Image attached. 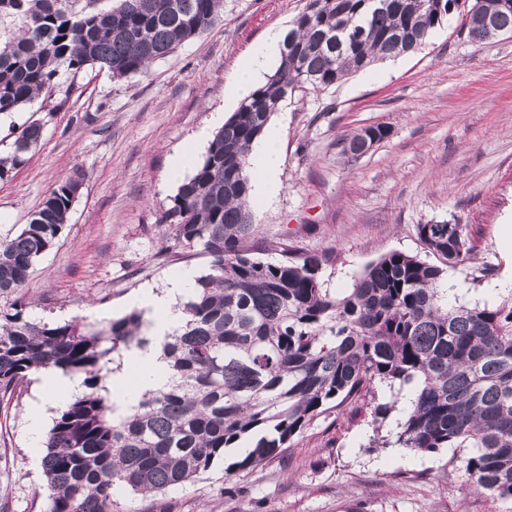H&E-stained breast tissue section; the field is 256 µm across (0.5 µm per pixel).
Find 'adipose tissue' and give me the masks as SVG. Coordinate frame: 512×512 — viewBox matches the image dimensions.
I'll use <instances>...</instances> for the list:
<instances>
[{"instance_id": "adipose-tissue-1", "label": "adipose tissue", "mask_w": 512, "mask_h": 512, "mask_svg": "<svg viewBox=\"0 0 512 512\" xmlns=\"http://www.w3.org/2000/svg\"><path fill=\"white\" fill-rule=\"evenodd\" d=\"M285 35V30L280 28L269 30L263 41L235 70L230 87L233 102L248 99L263 84L280 54ZM282 135V123L269 121L263 136L251 147L248 173L252 185L250 202L255 208L268 207L278 197L279 173L283 164L280 152ZM194 283L191 271L177 270L167 277L162 287L146 289L131 299V306L143 311L147 319L146 330L152 341L147 347L126 352L120 368L111 374L112 403L117 414L130 413L145 393L164 387L169 371L161 342L184 324L186 315L183 304L191 294Z\"/></svg>"}]
</instances>
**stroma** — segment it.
Wrapping results in <instances>:
<instances>
[{"label":"stroma","mask_w":512,"mask_h":512,"mask_svg":"<svg viewBox=\"0 0 512 512\" xmlns=\"http://www.w3.org/2000/svg\"><path fill=\"white\" fill-rule=\"evenodd\" d=\"M306 0H224L222 22L123 80L87 67L63 75L47 101L0 116V153L13 130L43 126L30 160L0 181V238L17 234L64 176L84 181L56 244L36 262L20 295L31 319L75 318L101 327L129 314L127 299L161 287L175 270L205 274L201 246L174 243L159 223L176 192L164 180L173 151L211 128L228 78L273 28L289 27ZM458 10L402 68L382 62L326 89L282 103V190L253 212L248 244L275 261L283 247L321 258L331 292L351 288L364 267L402 251L429 252L417 227L466 225L467 263L448 268L460 303H496L488 283L504 275L502 224L512 212V34L470 41ZM383 126L386 139L345 153L350 138ZM41 393L39 375L0 393V512H44V448L32 447L26 413ZM363 398L327 411L279 458L226 474L214 465L192 482L143 497L120 489L112 512H512V503L465 492L458 451L421 454L373 448Z\"/></svg>","instance_id":"obj_1"}]
</instances>
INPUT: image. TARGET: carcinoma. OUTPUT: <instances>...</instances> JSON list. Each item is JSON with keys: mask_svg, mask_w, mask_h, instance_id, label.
Wrapping results in <instances>:
<instances>
[{"mask_svg": "<svg viewBox=\"0 0 512 512\" xmlns=\"http://www.w3.org/2000/svg\"><path fill=\"white\" fill-rule=\"evenodd\" d=\"M307 0L285 36L268 80L212 136L204 160L177 188L160 223L175 241L200 245L209 272L184 304L187 320L163 344L167 389L143 395L121 418L103 384L114 356L149 343L137 312L100 329L23 318L24 303L0 317V391L57 368L82 377V391L54 418L42 468L47 512H112L115 489L152 494L184 485L243 450L228 472L280 457L317 416L355 396L369 398L380 426L412 386L390 437L371 448L437 453L467 449L474 490L512 501V291L498 302L453 305L445 269L391 251L353 288L333 295L321 260L283 250L265 262L246 247L253 233L248 155L281 102L328 88L378 58L424 45L459 0ZM224 0H0V115L49 97L65 72L86 66L122 80L144 74L221 21ZM468 37L512 34V7L474 0ZM33 121L0 157V180L41 142ZM369 127L345 146L388 137ZM83 183L61 179L28 224L0 239V294H17L56 242ZM418 235L446 265L470 259L464 224H420Z\"/></svg>", "mask_w": 512, "mask_h": 512, "instance_id": "carcinoma-1", "label": "carcinoma"}]
</instances>
